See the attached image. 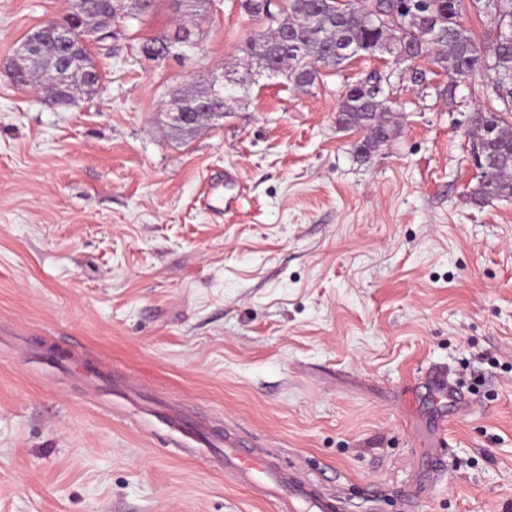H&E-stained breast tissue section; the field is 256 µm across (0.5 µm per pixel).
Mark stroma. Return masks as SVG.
I'll use <instances>...</instances> for the list:
<instances>
[{"mask_svg":"<svg viewBox=\"0 0 512 512\" xmlns=\"http://www.w3.org/2000/svg\"><path fill=\"white\" fill-rule=\"evenodd\" d=\"M70 7L0 0V69ZM177 23L125 19L74 105L0 76V512H276L162 408L328 477L343 512H512V199L469 198L485 76L451 104L411 81L428 60L378 53L303 92L248 65L270 22L240 0L148 60ZM375 70L401 130L365 160L336 110ZM211 72L223 118L179 134L170 91ZM431 367L468 410L417 393Z\"/></svg>","mask_w":512,"mask_h":512,"instance_id":"obj_1","label":"stroma"}]
</instances>
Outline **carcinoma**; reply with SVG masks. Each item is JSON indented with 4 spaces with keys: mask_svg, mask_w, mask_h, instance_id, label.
Segmentation results:
<instances>
[{
    "mask_svg": "<svg viewBox=\"0 0 512 512\" xmlns=\"http://www.w3.org/2000/svg\"><path fill=\"white\" fill-rule=\"evenodd\" d=\"M418 8L420 15L432 22L425 29L419 21L409 17L399 22L379 27L370 15L378 12L388 17L393 4L386 0H349L345 6H336V0H288V10L275 20L270 35L251 39L249 49L253 53L265 54L279 73L295 87L305 90L312 86L325 70L338 71L344 65L363 54L378 41L398 33V39L406 48L410 59L432 56L438 74L446 83L437 88V94L452 101L456 96V79L470 76L476 71L501 72L512 75V41L505 42L498 33L512 29V0H497L490 24L497 33L491 45L479 43L471 31L461 22L462 0H405ZM156 0H84L79 11L80 25L90 32L106 29L111 22L122 18V12L141 10V15L151 14ZM307 12L321 15V24L315 30L299 27L295 21ZM292 26L288 43L278 42L283 23ZM68 50L33 56L22 62L15 84L21 87L32 85V73L40 69L47 71L55 63L64 65ZM100 75L64 81L57 95L64 104H72L79 95H92ZM495 99L504 105V110L487 108L474 113L471 124L476 131L473 142L481 148L483 164L477 168L476 182L470 189V200L484 205L493 199L512 198V131L504 127L502 112H512V83L500 88ZM336 123L342 129L365 132L357 146L360 157L367 159L381 146L395 138L400 130L387 99L366 97L353 87H348L339 100Z\"/></svg>",
    "mask_w": 512,
    "mask_h": 512,
    "instance_id": "obj_1",
    "label": "carcinoma"
}]
</instances>
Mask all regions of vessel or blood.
<instances>
[{
  "label": "vessel or blood",
  "mask_w": 512,
  "mask_h": 512,
  "mask_svg": "<svg viewBox=\"0 0 512 512\" xmlns=\"http://www.w3.org/2000/svg\"><path fill=\"white\" fill-rule=\"evenodd\" d=\"M426 387L449 399L457 409L467 407L458 386L449 380L444 368L432 367L425 373ZM224 466L259 496L272 501L278 512H342L338 497L329 495L316 482L295 470H284L272 461L258 457L240 438L225 436Z\"/></svg>",
  "instance_id": "1"
}]
</instances>
